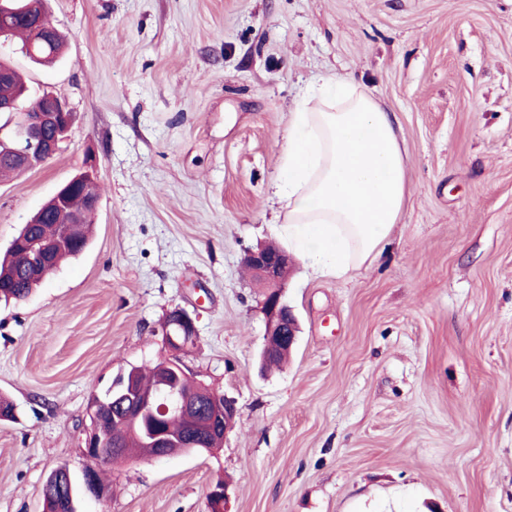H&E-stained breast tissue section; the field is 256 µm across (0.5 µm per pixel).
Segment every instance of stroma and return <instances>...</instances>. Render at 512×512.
<instances>
[{"mask_svg":"<svg viewBox=\"0 0 512 512\" xmlns=\"http://www.w3.org/2000/svg\"><path fill=\"white\" fill-rule=\"evenodd\" d=\"M51 67L0 47L76 119L52 160L0 178V253L95 161L87 250L0 303V512L81 478L88 403L168 356L233 399L214 454L106 468L77 512H512V0H48ZM352 73L398 122L411 177L385 251L347 275L294 257L300 333L261 371L262 290L242 264L287 248L267 194L301 91ZM175 311L176 315L174 317L171 314L165 317L163 328H168L162 330V336H164V342L169 349L182 351L190 346L192 340V345L194 344V339L197 334L195 318L182 308H178ZM174 318L177 320L175 322L178 330L177 334H172V332L169 331L174 327L171 325L175 321Z\"/></svg>","mask_w":512,"mask_h":512,"instance_id":"35a3bbf8","label":"stroma"}]
</instances>
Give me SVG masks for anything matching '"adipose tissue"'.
Masks as SVG:
<instances>
[{"instance_id":"1","label":"adipose tissue","mask_w":512,"mask_h":512,"mask_svg":"<svg viewBox=\"0 0 512 512\" xmlns=\"http://www.w3.org/2000/svg\"><path fill=\"white\" fill-rule=\"evenodd\" d=\"M409 191L393 113L350 74L305 90L288 114L269 198L312 269L343 276L375 258L400 223Z\"/></svg>"}]
</instances>
